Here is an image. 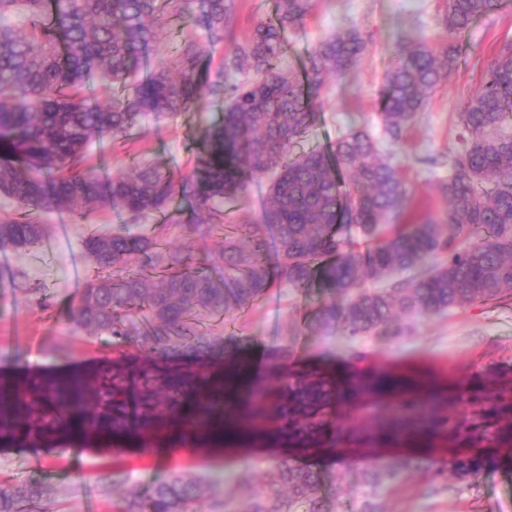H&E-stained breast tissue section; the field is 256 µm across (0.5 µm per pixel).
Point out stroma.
Returning <instances> with one entry per match:
<instances>
[{"label": "stroma", "instance_id": "obj_1", "mask_svg": "<svg viewBox=\"0 0 512 512\" xmlns=\"http://www.w3.org/2000/svg\"><path fill=\"white\" fill-rule=\"evenodd\" d=\"M445 0H316L302 27L287 30L288 64L300 68L308 53L334 33L355 28L368 41V50L341 81H329L318 107L319 119L299 143L302 150L329 149L353 126L373 123L375 99L385 74L397 59V46L410 41L435 45L445 40ZM466 53L447 83L428 97L406 133L396 156L412 207L422 214L442 216L446 208L437 184L447 167L428 165L427 159L453 153L459 129L457 114L464 94L476 92L481 73L499 48L512 41V0H502L495 12L475 21L463 35ZM222 99H209L198 112H185L161 121L145 119L127 150L115 151L106 143H93L90 153L101 175L127 172L134 159L155 161L177 174L195 166L196 142L206 128L223 119ZM270 183L269 176L254 178L246 192L224 203L227 221L238 224L258 220ZM45 237L33 248L0 247L6 264L0 268V374L48 377L70 371H92L111 361L110 345L95 337L76 336L68 318L69 302L77 292L71 277V259L91 269L82 241L88 233L111 231L122 216L99 208L87 219H73L64 211L41 213ZM24 272L35 292L13 288L16 272ZM321 300L275 285L252 309L241 313L236 336L247 339V351L257 374L293 348L296 356H314L329 370L341 366H372L397 375L415 376L422 391H437L448 398L454 414L469 417L474 410L463 399V388L473 376L484 375L490 361L512 373V298L476 302L444 316L411 319V331L396 342L366 337L358 341L324 336L304 329L310 310ZM296 345H289L291 333ZM71 348L70 361L53 354L54 347ZM276 422L267 425V437L247 448H231L214 455L202 450L179 452L160 461L156 450L137 448L72 450L70 443L44 447H0V481L40 477L63 512H84L88 498H96L100 512H113L132 487L144 488L171 473H190L222 482L225 493L236 496L234 474L251 469L264 475L273 451L270 441ZM352 462L340 466L342 480L325 487L336 512H358L361 474L385 462L382 452L353 448ZM384 512H512V472L490 471L474 484L452 479L429 482L417 471L382 495Z\"/></svg>", "mask_w": 512, "mask_h": 512}]
</instances>
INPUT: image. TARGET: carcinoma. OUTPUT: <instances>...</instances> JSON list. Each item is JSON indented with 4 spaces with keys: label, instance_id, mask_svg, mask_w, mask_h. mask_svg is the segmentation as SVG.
Returning <instances> with one entry per match:
<instances>
[{
    "label": "carcinoma",
    "instance_id": "1",
    "mask_svg": "<svg viewBox=\"0 0 512 512\" xmlns=\"http://www.w3.org/2000/svg\"><path fill=\"white\" fill-rule=\"evenodd\" d=\"M0 0V194L14 215L0 219V245L27 248L42 241L36 209L79 218L99 205L124 218L110 233H92L83 248L94 265L70 300L74 331L104 339L118 356L82 379L0 381V445H34L61 434L125 441L140 435L148 448L169 447L160 428H192L224 419L223 380L251 373L245 341L224 342L219 326L252 308L274 283L299 292L328 293L308 327L351 339L397 340L392 322L445 314L466 303L512 297V44L500 47L479 90L458 112L460 148L438 183L443 216L415 218L394 155L429 93L447 81L462 55L461 36L498 0H446L448 44L402 47L377 98L382 141L352 129L334 148L296 152L313 126L328 78H342L368 42L356 29L331 35L307 56L302 71L287 69L285 32L304 23L311 0H276L274 17L249 38H235L234 0ZM178 21L188 33L175 50L147 65L157 29ZM218 64H213L214 54ZM224 99L221 124L197 148L196 165L174 176L159 163L103 177L89 146L124 147L143 117L166 118ZM272 175L259 221L224 223V200L246 191L257 175ZM191 218L174 229L181 247L136 230L141 220L165 218L174 198ZM224 230V251L194 254L196 225ZM420 270L414 280L367 288L395 271ZM496 364L472 382L464 400L468 420L448 411L435 393H411L405 380L373 371L343 376L293 354L271 361L251 383L250 420L276 413L278 442L261 484L249 471L236 477L249 512H334L323 496L341 473L299 457L340 447L332 428L338 403L372 408L367 442L385 432L452 442L451 470L474 483L494 469L512 471V384L495 382ZM396 393L378 418L380 400ZM416 455L396 454L363 475L359 512H380L381 490L421 469ZM239 512L234 498L201 478L175 473L148 490L137 487L120 512ZM45 503L36 478L0 483V512H30Z\"/></svg>",
    "mask_w": 512,
    "mask_h": 512
}]
</instances>
